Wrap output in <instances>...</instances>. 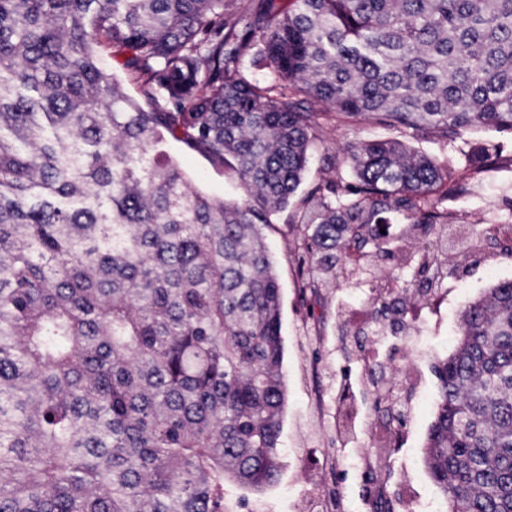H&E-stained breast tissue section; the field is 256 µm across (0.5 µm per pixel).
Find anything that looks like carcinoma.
Listing matches in <instances>:
<instances>
[{"label":"carcinoma","mask_w":512,"mask_h":512,"mask_svg":"<svg viewBox=\"0 0 512 512\" xmlns=\"http://www.w3.org/2000/svg\"><path fill=\"white\" fill-rule=\"evenodd\" d=\"M0 0V512H226L281 471L282 292L264 229L293 207L310 317L375 257L422 294L449 163L392 140L298 195L320 116L443 138L512 131V0ZM140 84L145 110L98 61ZM271 68L288 90L253 81ZM317 100L327 112H312ZM173 139L242 194L191 187ZM377 313L402 314L375 297ZM424 463L447 512H512V282L434 366ZM408 224H392L394 239L404 252L417 253L425 247V238L409 230Z\"/></svg>","instance_id":"obj_1"}]
</instances>
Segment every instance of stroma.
Listing matches in <instances>:
<instances>
[{
    "label": "stroma",
    "instance_id": "1",
    "mask_svg": "<svg viewBox=\"0 0 512 512\" xmlns=\"http://www.w3.org/2000/svg\"><path fill=\"white\" fill-rule=\"evenodd\" d=\"M402 138L418 152L437 161H452L455 178L465 187L448 204V234L441 249L448 257L435 276V301L427 324L406 323L394 337L375 343L361 332L355 309L362 293L351 287L324 289L323 321L310 319L300 301L295 260V237L287 228L289 214L281 212L266 229L269 251L282 288V337L288 404L283 414L284 469L278 483L254 493L233 484L224 486L231 512H372V502L387 493L397 507L414 501L443 504L423 463L427 430L434 418L437 380L433 367L451 351L455 325L468 303L495 284L512 281V258L492 247L476 251L470 238L473 223L512 224V131L480 128L446 141L429 133L397 135L370 122L323 121L318 133L319 157L306 174V185L347 172V146L357 140ZM497 147L498 169L480 171L487 147ZM165 150L185 173L192 187L219 198L238 193L232 172L213 165L181 143L168 141ZM335 157V170L325 169L321 156ZM344 316L348 335L336 333V318ZM377 349L384 374L377 381L360 379L357 410L361 428L345 450L336 447V422L330 411L336 403V375L358 376V364ZM400 388L406 423L387 442L372 432L385 423L374 407L376 397Z\"/></svg>",
    "mask_w": 512,
    "mask_h": 512
}]
</instances>
